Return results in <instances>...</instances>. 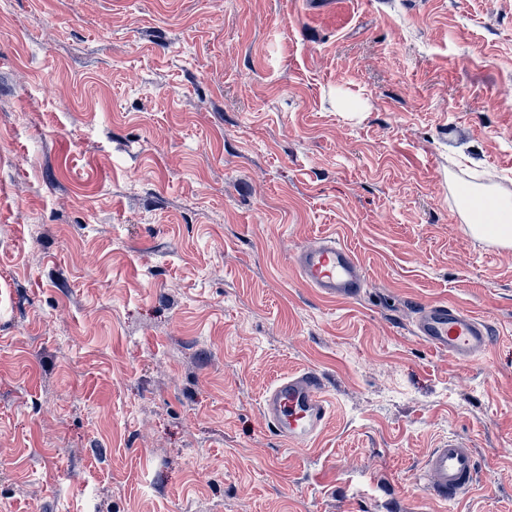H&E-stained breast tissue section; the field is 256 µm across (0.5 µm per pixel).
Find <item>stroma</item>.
I'll list each match as a JSON object with an SVG mask.
<instances>
[{
  "label": "stroma",
  "mask_w": 512,
  "mask_h": 512,
  "mask_svg": "<svg viewBox=\"0 0 512 512\" xmlns=\"http://www.w3.org/2000/svg\"><path fill=\"white\" fill-rule=\"evenodd\" d=\"M483 171L512 194V0H0V512H512V247L453 199ZM326 234L359 300L296 273ZM435 300L485 358L412 335ZM307 367L332 409L290 448L259 399ZM294 265L304 284L327 300L355 301L369 287L364 263L336 236L319 237L300 248ZM412 332L434 350L463 363L485 356L494 336L488 320L446 301L421 304L414 313ZM479 467L470 442L461 436L443 438L423 465L426 492L441 501L455 502L475 486Z\"/></svg>",
  "instance_id": "stroma-1"
}]
</instances>
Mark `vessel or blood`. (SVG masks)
I'll list each match as a JSON object with an SVG mask.
<instances>
[{
  "mask_svg": "<svg viewBox=\"0 0 512 512\" xmlns=\"http://www.w3.org/2000/svg\"><path fill=\"white\" fill-rule=\"evenodd\" d=\"M294 265L304 284L327 300L355 301L369 286L362 260L333 236L300 248ZM412 332L434 350L463 363L485 356L493 340L488 320L445 301L421 304L414 313ZM259 410L285 445L306 448L328 419L331 401L322 376L303 369L274 380L263 393ZM478 472L475 451L466 438L441 439L423 465L425 490L441 501H457L474 488Z\"/></svg>",
  "mask_w": 512,
  "mask_h": 512,
  "instance_id": "1",
  "label": "vessel or blood"
}]
</instances>
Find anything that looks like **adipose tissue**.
Listing matches in <instances>:
<instances>
[{"instance_id":"adipose-tissue-1","label":"adipose tissue","mask_w":512,"mask_h":512,"mask_svg":"<svg viewBox=\"0 0 512 512\" xmlns=\"http://www.w3.org/2000/svg\"><path fill=\"white\" fill-rule=\"evenodd\" d=\"M456 206L469 230L495 243L512 245V195L492 194L474 184L458 192Z\"/></svg>"}]
</instances>
